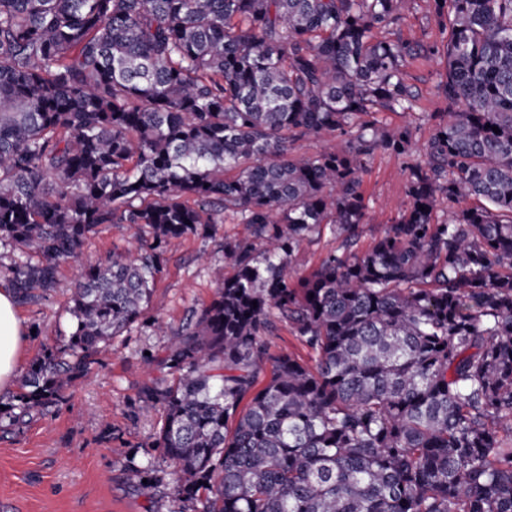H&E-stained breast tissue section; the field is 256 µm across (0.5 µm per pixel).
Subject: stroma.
<instances>
[{"instance_id": "1", "label": "stroma", "mask_w": 512, "mask_h": 512, "mask_svg": "<svg viewBox=\"0 0 512 512\" xmlns=\"http://www.w3.org/2000/svg\"><path fill=\"white\" fill-rule=\"evenodd\" d=\"M417 2L404 25L395 29V36L409 42L441 43L443 37L427 0ZM446 73L445 54L413 60L405 74L419 94L417 108L384 112L383 122L418 124L417 139L425 141L432 129L428 113L445 108L438 86ZM362 191L368 208L357 228L359 251L369 249L409 202L402 158L377 151L362 176ZM131 233L126 224L98 226L79 257L60 267L56 291L20 308L26 336L19 381L0 393L1 405L11 404L21 392L20 380L38 358L67 349L74 326L69 297L81 268L123 250ZM243 235V225L221 223L209 234L190 235L169 246L143 319L95 356L86 373L66 390L64 401L34 411L17 424L0 419V512H191V504L179 502L166 483L136 484L128 479L131 466L160 459L151 443L164 414L139 406V390L146 380L142 361L145 354L166 349L193 311L212 300L214 267L233 275L224 245ZM341 244L329 228H321L294 253L290 274L307 275Z\"/></svg>"}]
</instances>
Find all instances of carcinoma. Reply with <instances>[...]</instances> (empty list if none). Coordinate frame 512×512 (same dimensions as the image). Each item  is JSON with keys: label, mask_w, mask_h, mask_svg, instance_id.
I'll list each match as a JSON object with an SVG mask.
<instances>
[{"label": "carcinoma", "mask_w": 512, "mask_h": 512, "mask_svg": "<svg viewBox=\"0 0 512 512\" xmlns=\"http://www.w3.org/2000/svg\"><path fill=\"white\" fill-rule=\"evenodd\" d=\"M413 4L0 0V276L34 303L96 227H136L81 273L67 355L32 364L20 413L142 316L171 241L231 213L235 274L144 357L174 471L132 479L170 476L200 512H512V0H429L447 107L418 153V127L378 115L414 109L405 68L439 48L372 35ZM379 150L403 158L409 203L359 253ZM324 224L343 251L288 274ZM273 311L315 366L268 356Z\"/></svg>", "instance_id": "carcinoma-1"}]
</instances>
